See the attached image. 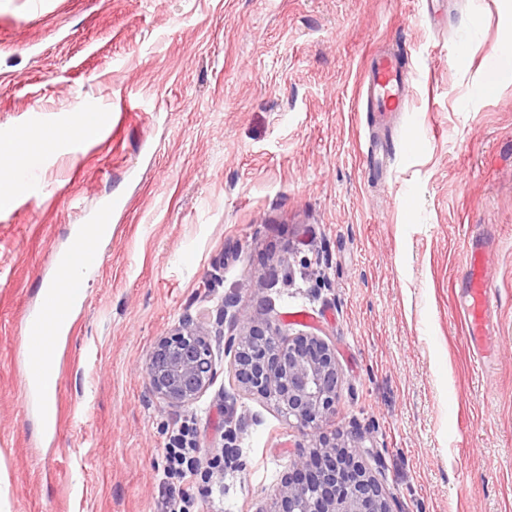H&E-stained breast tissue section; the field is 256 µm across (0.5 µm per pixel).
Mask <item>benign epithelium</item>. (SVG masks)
<instances>
[{"label": "benign epithelium", "mask_w": 512, "mask_h": 512, "mask_svg": "<svg viewBox=\"0 0 512 512\" xmlns=\"http://www.w3.org/2000/svg\"><path fill=\"white\" fill-rule=\"evenodd\" d=\"M225 342L233 354L237 381L245 391L272 398L296 424L314 433L299 449V460L278 487L271 512H393L391 497L362 459V439L338 442L321 431L334 412L339 383L336 357L312 333L281 337L271 321L246 312ZM149 385L170 406L200 399L216 377L208 333L202 322L185 317L159 337L148 357Z\"/></svg>", "instance_id": "obj_1"}]
</instances>
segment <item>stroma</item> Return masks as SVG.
Masks as SVG:
<instances>
[{
	"label": "stroma",
	"instance_id": "obj_1",
	"mask_svg": "<svg viewBox=\"0 0 512 512\" xmlns=\"http://www.w3.org/2000/svg\"><path fill=\"white\" fill-rule=\"evenodd\" d=\"M509 44L512 0H0V135L82 103L110 116L0 209V512H161L163 446L187 414L202 448L229 433L243 450L205 512H268L310 437L238 386L224 341L240 310L334 349L323 430L362 436L393 512H512V78L475 93ZM391 48L409 96L378 126L359 91ZM387 134L382 185L366 153ZM116 199L49 431L24 317L71 225ZM472 243L491 287L481 370L461 312ZM187 315L217 374L175 408L145 363Z\"/></svg>",
	"mask_w": 512,
	"mask_h": 512
}]
</instances>
